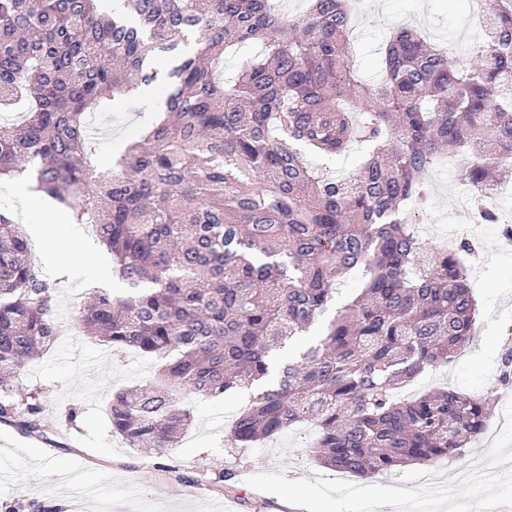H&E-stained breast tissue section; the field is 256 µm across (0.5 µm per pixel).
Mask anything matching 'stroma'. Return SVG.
I'll return each instance as SVG.
<instances>
[{"label":"stroma","mask_w":512,"mask_h":512,"mask_svg":"<svg viewBox=\"0 0 512 512\" xmlns=\"http://www.w3.org/2000/svg\"><path fill=\"white\" fill-rule=\"evenodd\" d=\"M404 27L433 42L454 40L466 59L482 35V14L472 9L471 0H380L375 11L357 21L353 64L360 79L374 78L381 51ZM125 98V108L90 119L95 160L104 168L140 140L156 117L152 100L134 92ZM430 183L432 207L418 216L417 230L423 240L444 247L456 226L448 213L465 190L459 166L434 169ZM37 198L26 179L0 182V208L24 224L35 263L66 276L58 301L68 320L74 311L71 295L103 287L96 268L111 264L112 257L84 225L40 223ZM479 233L484 257L467 266L479 332L458 359L423 373L405 393L451 388L487 399L493 420L503 423L493 445L478 441L435 464L445 472L460 464L482 465L480 482H455L440 491L421 483L419 464L362 477L332 472L312 454L316 431L300 427L249 448L229 447L227 431L249 406L248 389L219 400L177 392L194 424L170 449L166 467H156L113 433L106 412L113 394L151 377L153 359L134 351L113 357L108 347L77 330L58 337L17 379L26 390L42 387L46 408L40 420L49 440L0 423V512H284L280 495L300 484L307 486L314 512H512V479L504 475L512 464V388L498 384L505 341L512 334V249L503 246L498 225H481ZM69 238L78 239L86 255L63 267L54 243ZM226 471L231 481H222Z\"/></svg>","instance_id":"1"}]
</instances>
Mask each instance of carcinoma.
Instances as JSON below:
<instances>
[{
  "instance_id": "obj_1",
  "label": "carcinoma",
  "mask_w": 512,
  "mask_h": 512,
  "mask_svg": "<svg viewBox=\"0 0 512 512\" xmlns=\"http://www.w3.org/2000/svg\"><path fill=\"white\" fill-rule=\"evenodd\" d=\"M0 0V180L93 224L122 294L92 288L75 324L116 354L136 349L164 379L116 393L112 432L161 460L193 422L176 389L216 399L258 386L230 430L248 448L310 423L328 469L375 475L459 453L490 421L486 399L396 392L451 363L477 303L458 252L415 232L428 174L460 160L473 200L512 175V0H488L474 57L412 28L387 43L376 80L350 63L345 0ZM264 54L235 71L233 48ZM165 111L112 172L91 162L93 112L158 78ZM361 148L347 178L308 154ZM366 281L332 312L337 281ZM26 234L0 210V421L41 438L42 393L15 378L54 343L57 293ZM321 325L316 339L299 336Z\"/></svg>"
}]
</instances>
